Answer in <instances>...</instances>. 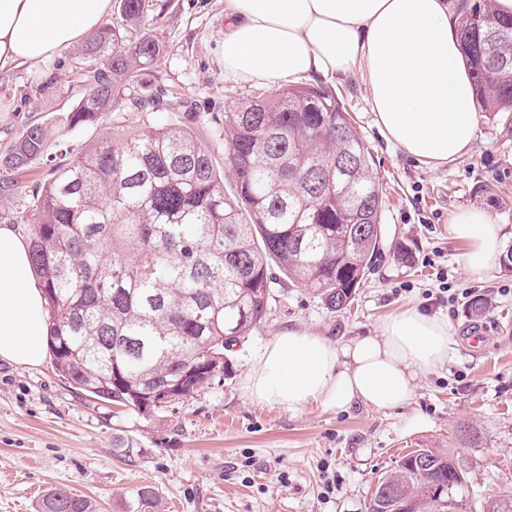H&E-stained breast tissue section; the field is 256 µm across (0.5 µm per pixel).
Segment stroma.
I'll return each mask as SVG.
<instances>
[{"label": "stroma", "mask_w": 512, "mask_h": 512, "mask_svg": "<svg viewBox=\"0 0 512 512\" xmlns=\"http://www.w3.org/2000/svg\"><path fill=\"white\" fill-rule=\"evenodd\" d=\"M224 7L225 0H148L149 32L161 53L142 81L163 97L179 93L184 106L175 111L110 112L98 126L62 136L56 123L82 95L91 66L81 45L1 72L0 154L37 123L51 134L50 154L69 161L118 131L188 125L215 168L229 173L218 118L261 88L224 74ZM311 83L342 92L383 188L381 256L350 305L333 312L307 287L274 285L265 321L228 351L226 375L150 420L76 393L53 358L34 367L1 360L0 512H41L59 486L95 512H137L143 487L155 492L146 512H367L378 482L419 448L460 456L473 512L484 497L512 489V271L499 264L486 276L467 273L465 247L448 232L452 213L480 207L512 242V128L504 116L484 117L472 150L434 168L385 139L359 78ZM49 177L42 159L23 174L0 172V182H9L0 185V214L30 209ZM401 247L409 262H401ZM441 272L457 301H438ZM471 294L486 302L480 316L468 310ZM409 306L448 318L458 347L448 368L418 379L411 404L289 412L246 393L253 357L280 331L305 328L342 341L374 336ZM126 437L144 450L132 465L117 455Z\"/></svg>", "instance_id": "35a3bbf8"}]
</instances>
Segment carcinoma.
Instances as JSON below:
<instances>
[{"label":"carcinoma","mask_w":512,"mask_h":512,"mask_svg":"<svg viewBox=\"0 0 512 512\" xmlns=\"http://www.w3.org/2000/svg\"><path fill=\"white\" fill-rule=\"evenodd\" d=\"M462 0L458 32L471 60L476 104L512 112V19ZM124 26L92 34L84 93L59 134L98 125L122 105L157 106L130 94L160 54L144 32L145 0H119ZM234 188L188 127L105 138L73 163L51 168L21 219L33 271L43 285L49 344L69 386L148 419L178 383L186 398L230 369L226 351L266 316L272 287L287 279L339 312L372 270L382 246V188L371 153L343 99L326 86L275 88L241 101L221 119ZM33 125L4 154L19 172L47 154ZM466 471L453 455L418 449L377 486L369 512H451L467 501ZM42 512H93L60 487ZM481 512H512V494Z\"/></svg>","instance_id":"cac0c4a2"}]
</instances>
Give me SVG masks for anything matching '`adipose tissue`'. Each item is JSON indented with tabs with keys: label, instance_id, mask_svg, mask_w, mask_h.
<instances>
[{
	"label": "adipose tissue",
	"instance_id": "ef3b65f1",
	"mask_svg": "<svg viewBox=\"0 0 512 512\" xmlns=\"http://www.w3.org/2000/svg\"><path fill=\"white\" fill-rule=\"evenodd\" d=\"M112 0H0V73L37 64L95 33ZM455 0H226L224 73L253 85L305 76L361 75L375 122L407 155L439 167L465 155L481 115L457 37ZM464 266L489 274L505 239L481 208L452 214ZM42 285L27 240L0 225V359L39 365L48 351ZM457 354L447 319L408 307L375 336L340 342L301 328L274 336L243 386L255 401L291 412L409 405L418 378Z\"/></svg>",
	"mask_w": 512,
	"mask_h": 512
}]
</instances>
